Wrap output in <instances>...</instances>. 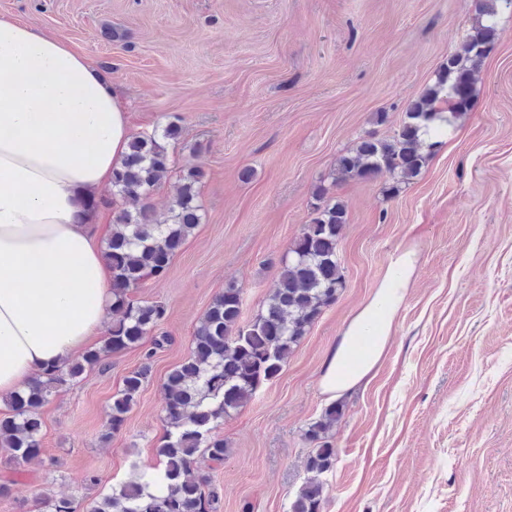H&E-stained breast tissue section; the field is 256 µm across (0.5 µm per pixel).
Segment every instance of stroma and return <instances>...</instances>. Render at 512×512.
Wrapping results in <instances>:
<instances>
[{
  "mask_svg": "<svg viewBox=\"0 0 512 512\" xmlns=\"http://www.w3.org/2000/svg\"><path fill=\"white\" fill-rule=\"evenodd\" d=\"M475 13L476 0H0V15L94 59L133 134L181 126L167 150L202 171L204 213L166 275L134 291L165 305L172 342L123 428L108 434V414L137 350L50 398L42 458L0 512H33L46 496L86 512L132 463H156L166 375L228 283L243 290V321L262 309L321 183L348 208L344 288L281 374L217 427L220 512H288L306 477L304 431L328 405L326 358L407 248L416 266L391 340L342 399L323 512H512V7L499 8L471 110L416 180L389 195L386 172L332 179L362 138L394 135Z\"/></svg>",
  "mask_w": 512,
  "mask_h": 512,
  "instance_id": "1",
  "label": "stroma"
}]
</instances>
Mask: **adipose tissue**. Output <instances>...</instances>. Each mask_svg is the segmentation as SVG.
I'll return each mask as SVG.
<instances>
[{
  "label": "adipose tissue",
  "mask_w": 512,
  "mask_h": 512,
  "mask_svg": "<svg viewBox=\"0 0 512 512\" xmlns=\"http://www.w3.org/2000/svg\"><path fill=\"white\" fill-rule=\"evenodd\" d=\"M132 131L91 57L0 16V395L62 365L112 312V268L85 204L112 181ZM396 252L372 299L330 353L320 389L359 387L386 350L411 275ZM372 330L373 340L358 338Z\"/></svg>",
  "instance_id": "obj_1"
}]
</instances>
